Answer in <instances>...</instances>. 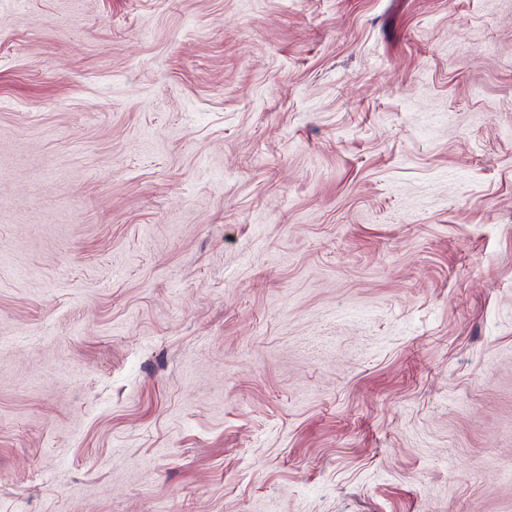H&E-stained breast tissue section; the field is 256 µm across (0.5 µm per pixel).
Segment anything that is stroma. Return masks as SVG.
<instances>
[{"label":"stroma","instance_id":"stroma-1","mask_svg":"<svg viewBox=\"0 0 512 512\" xmlns=\"http://www.w3.org/2000/svg\"><path fill=\"white\" fill-rule=\"evenodd\" d=\"M0 512H512V0H0Z\"/></svg>","mask_w":512,"mask_h":512}]
</instances>
